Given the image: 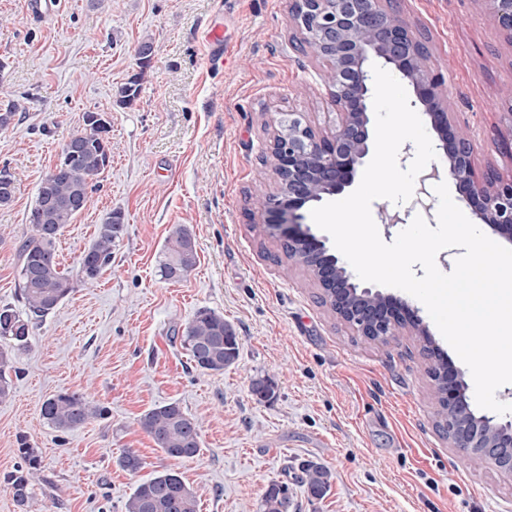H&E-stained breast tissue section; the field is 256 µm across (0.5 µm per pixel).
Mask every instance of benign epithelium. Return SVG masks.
Instances as JSON below:
<instances>
[{"label": "benign epithelium", "mask_w": 512, "mask_h": 512, "mask_svg": "<svg viewBox=\"0 0 512 512\" xmlns=\"http://www.w3.org/2000/svg\"><path fill=\"white\" fill-rule=\"evenodd\" d=\"M512 43V0H481ZM292 20L301 34L299 48L325 76L327 96L335 109L334 129L322 133L300 112H288L270 142L277 192L265 197L266 223L288 241V256L309 266L336 315L360 336H393L410 326L428 331L423 320L393 298L352 282L353 275L327 254L326 239L302 228V209L325 195L342 193L370 153V115L374 111L372 67H393L412 84L438 133L448 172L484 223L512 243V178L474 164L471 139L452 124L448 103L440 95L443 78L426 64L425 45L414 37L399 13L382 0H292ZM448 399V422L442 429L453 447L473 449L497 467L512 473V421L475 414L464 395V383L453 368L437 380Z\"/></svg>", "instance_id": "benign-epithelium-1"}]
</instances>
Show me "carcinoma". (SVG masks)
<instances>
[{
	"label": "carcinoma",
	"instance_id": "cac0c4a2",
	"mask_svg": "<svg viewBox=\"0 0 512 512\" xmlns=\"http://www.w3.org/2000/svg\"><path fill=\"white\" fill-rule=\"evenodd\" d=\"M111 123L97 112L83 116V128L71 135L63 146L57 162L42 178L35 200L26 216L31 234L19 250L17 268L18 291L29 315L42 318L57 309L73 292L70 275L60 269L56 244L67 225L90 202L100 176L110 163L109 132ZM16 193V179L6 166L0 168V206L10 204ZM123 231V225L107 214L97 235L79 259L82 280L97 281L112 263V245ZM195 240L190 230L179 225L166 240L160 273L163 279L179 282L197 264ZM0 402L12 394L10 377L15 351L25 347L29 337V320L10 306L0 309ZM197 370L221 373L233 365L239 355L238 336L224 315L201 309L185 327L181 336ZM252 392L260 401H270L276 395L275 384L258 379ZM42 417L60 432L76 430L102 415V409L89 397L78 392H58L41 406ZM140 428L168 457L179 461L196 458L201 451L200 426L195 417L178 403L155 406L138 420ZM18 451L22 463L3 477L19 512H30L34 482L38 477L39 459L25 441ZM125 471L137 473L142 459L127 450L118 458ZM329 471L315 463L302 466L301 481L307 484L314 498H322L330 487ZM293 503L288 484L273 481L261 499V512H283V506ZM125 512H198L196 496L175 471L158 472L141 481L125 504Z\"/></svg>",
	"mask_w": 512,
	"mask_h": 512
}]
</instances>
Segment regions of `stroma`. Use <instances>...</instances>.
Listing matches in <instances>:
<instances>
[{
	"label": "stroma",
	"mask_w": 512,
	"mask_h": 512,
	"mask_svg": "<svg viewBox=\"0 0 512 512\" xmlns=\"http://www.w3.org/2000/svg\"><path fill=\"white\" fill-rule=\"evenodd\" d=\"M425 37L428 64L442 73L452 122L474 143L478 169L512 178V155L495 147L512 129L502 113L512 98V43L482 0H391ZM291 0H61L37 20L27 0H0V104H15L0 130V167L17 181L0 207V306H25L17 290L16 247L37 188L88 112L110 123L111 163L91 201L57 243L62 269L77 274L80 254L108 213L124 230L97 283H76L52 313L31 319L29 345L15 355L13 393L0 403V477L18 465L19 438L40 459L31 512H125L136 485L179 473L199 512H260L274 480L288 481L296 512H512V474L473 464L438 427L424 350L433 342L473 378L423 303L384 287L423 316L428 337L399 329L367 340L322 304L307 267L288 257L265 222L258 196L274 192L267 148L285 112L304 113L328 131L326 86L300 38ZM219 25L234 50L210 64L202 41ZM152 41L142 60L137 50ZM139 78L137 97L121 101ZM435 180L402 204L379 198L371 214L390 243L422 217L437 224ZM399 214L389 224L386 214ZM187 226L198 252L182 281L161 278L172 229ZM223 314L239 336L237 362L201 373L178 335L195 313ZM272 378L277 396L257 400L255 379ZM77 391L103 417L64 434L40 406ZM176 402L198 419L202 450L168 458L139 426L156 405ZM143 460L129 473L126 450ZM332 474L324 498L298 480L303 462Z\"/></svg>",
	"instance_id": "stroma-1"
}]
</instances>
